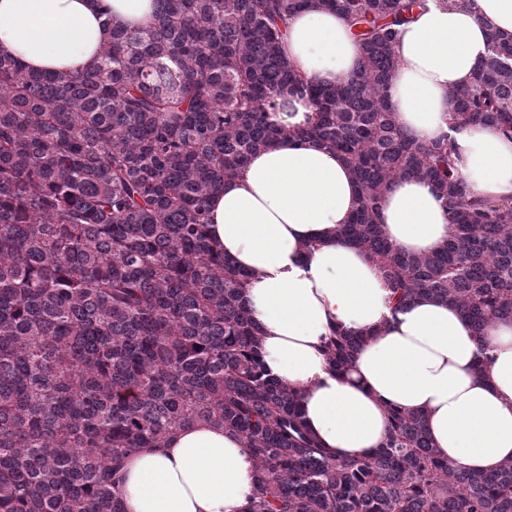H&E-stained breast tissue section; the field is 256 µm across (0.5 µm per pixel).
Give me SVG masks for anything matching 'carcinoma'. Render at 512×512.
Segmentation results:
<instances>
[{
	"mask_svg": "<svg viewBox=\"0 0 512 512\" xmlns=\"http://www.w3.org/2000/svg\"><path fill=\"white\" fill-rule=\"evenodd\" d=\"M423 0H156L153 20L108 26L74 72L28 69L0 49V512H124L126 458L194 423L249 448V512H512V460L494 472L441 458L425 416L388 408L386 440L339 460L265 364L244 300L253 274L212 241L208 201L284 136L343 156L359 207L336 235L379 268L395 308L426 295L480 341L512 319V198L470 191L448 138L404 132L387 90L397 27ZM313 5L347 17L357 67L310 81L281 51ZM315 107L304 128L267 107L284 89ZM452 129L512 135V36L489 29L474 82L449 91ZM431 184L450 219L431 253H406L378 214L386 186ZM367 337L338 329V375Z\"/></svg>",
	"mask_w": 512,
	"mask_h": 512,
	"instance_id": "obj_1",
	"label": "carcinoma"
}]
</instances>
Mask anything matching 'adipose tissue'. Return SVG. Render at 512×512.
Here are the masks:
<instances>
[{
  "instance_id": "1",
  "label": "adipose tissue",
  "mask_w": 512,
  "mask_h": 512,
  "mask_svg": "<svg viewBox=\"0 0 512 512\" xmlns=\"http://www.w3.org/2000/svg\"><path fill=\"white\" fill-rule=\"evenodd\" d=\"M152 12L153 0H0V48L32 69H80L97 56L108 25L137 29ZM491 26L512 35V0H472L465 9L430 0L398 36L388 97L406 133L427 142L450 136L475 193L508 198L512 137L448 128V92L472 82ZM282 49L305 78L327 83L346 80L359 58L346 20L317 6L289 19ZM357 207L344 159L289 137L252 155L210 198L214 240L255 275L245 300L268 368L299 394L309 428L337 458L378 448L394 404L425 413L450 464L498 469L512 459V321L496 322L481 343L467 318L431 297L393 311L377 266L336 236ZM380 222L412 253L436 251L449 232L442 200L412 176L387 187ZM337 326L368 337L342 378L323 353ZM125 471V512H247L254 485L242 441L213 424L180 428L163 448L136 451Z\"/></svg>"
}]
</instances>
